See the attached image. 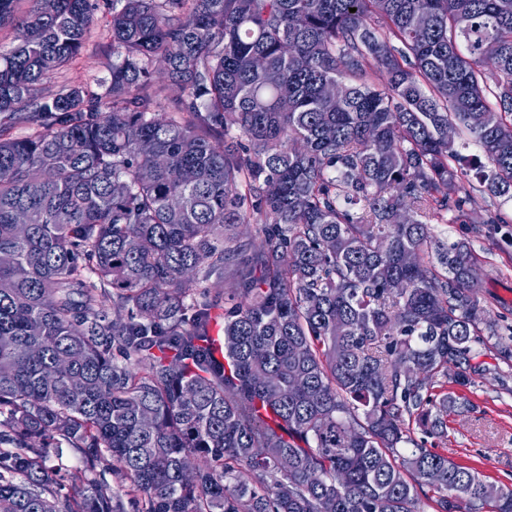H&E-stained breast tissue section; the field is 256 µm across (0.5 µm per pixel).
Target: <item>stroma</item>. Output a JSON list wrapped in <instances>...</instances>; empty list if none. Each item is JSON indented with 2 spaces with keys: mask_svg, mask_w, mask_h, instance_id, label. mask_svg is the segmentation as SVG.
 Listing matches in <instances>:
<instances>
[{
  "mask_svg": "<svg viewBox=\"0 0 512 512\" xmlns=\"http://www.w3.org/2000/svg\"><path fill=\"white\" fill-rule=\"evenodd\" d=\"M109 13L96 10L90 31L75 59L53 74L51 84L95 85L108 79V67L120 51L106 31ZM466 217L449 218L434 227L445 242L466 241L479 257L477 296L489 320L498 328L512 327V198L473 192ZM502 221L491 224L489 213ZM468 385H450L449 390L470 402L472 411L452 413L447 418L449 457L477 470L495 485L512 484V358L501 352L496 337L477 344L469 370Z\"/></svg>",
  "mask_w": 512,
  "mask_h": 512,
  "instance_id": "1",
  "label": "stroma"
}]
</instances>
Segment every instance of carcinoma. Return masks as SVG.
Segmentation results:
<instances>
[{"instance_id":"carcinoma-1","label":"carcinoma","mask_w":512,"mask_h":512,"mask_svg":"<svg viewBox=\"0 0 512 512\" xmlns=\"http://www.w3.org/2000/svg\"><path fill=\"white\" fill-rule=\"evenodd\" d=\"M16 2L0 512H125L105 471L141 512H512L511 485L414 438H447L483 327L512 348L471 246L432 232L465 216L471 177L512 192V0ZM101 4L110 81L42 91ZM157 60L173 113L150 108ZM25 112L38 128L9 136ZM250 221L260 248L226 245Z\"/></svg>"}]
</instances>
